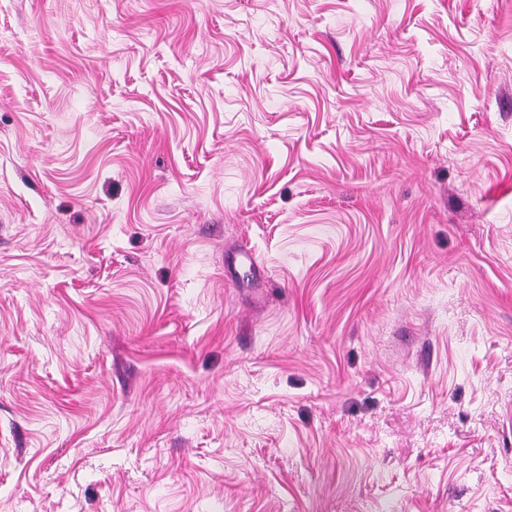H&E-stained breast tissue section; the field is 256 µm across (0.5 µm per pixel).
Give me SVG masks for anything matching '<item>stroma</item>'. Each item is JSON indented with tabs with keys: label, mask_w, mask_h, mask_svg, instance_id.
<instances>
[{
	"label": "stroma",
	"mask_w": 512,
	"mask_h": 512,
	"mask_svg": "<svg viewBox=\"0 0 512 512\" xmlns=\"http://www.w3.org/2000/svg\"><path fill=\"white\" fill-rule=\"evenodd\" d=\"M0 512H512V0H0Z\"/></svg>",
	"instance_id": "1"
}]
</instances>
